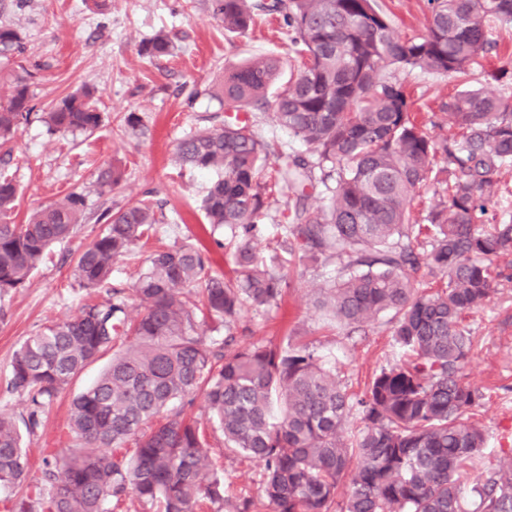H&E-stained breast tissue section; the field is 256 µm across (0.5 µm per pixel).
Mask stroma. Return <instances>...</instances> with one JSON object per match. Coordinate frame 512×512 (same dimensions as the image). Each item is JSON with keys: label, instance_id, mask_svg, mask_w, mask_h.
Segmentation results:
<instances>
[{"label": "stroma", "instance_id": "1", "mask_svg": "<svg viewBox=\"0 0 512 512\" xmlns=\"http://www.w3.org/2000/svg\"><path fill=\"white\" fill-rule=\"evenodd\" d=\"M397 31L423 34L430 16L428 0H379ZM0 24L13 25L22 42L21 53L0 57V89L22 77L30 85L37 115L18 130L10 156L0 166L17 171L21 187L15 222L42 205L61 198L70 188L88 194L89 216L76 233L56 244L28 284L0 294V412L22 420L28 412L25 396L7 387L10 362L19 344L44 326L76 315L87 298L74 276L79 253L101 231L96 216L152 198L159 204L155 233L134 245L112 269L110 284L131 287L147 257L161 246L190 244L206 248L217 272L235 265L220 243L224 229L210 230L199 208L213 176L180 168L172 160L177 142L187 133L219 124L218 96L226 67L274 54L292 55L282 21L258 17L242 34L224 32L212 17L211 0H0ZM165 32L175 50L168 57L142 55L140 45ZM492 51L474 70L472 88L512 95V79H497L500 68L512 66V27L493 28ZM420 99L419 120L433 139L448 133L439 104L455 82L421 70L399 75ZM96 91L102 123L93 134L49 132L40 119L52 103L82 87ZM141 119L139 130L125 123L128 113ZM122 165L125 176L112 194L99 196L94 185L98 168ZM287 193L271 197L263 216V234L254 249L272 270L288 272L278 304L246 309L231 326L206 323L208 343L221 345L227 334L250 341L285 344L287 337L313 344L336 362L338 376L349 390L364 389L394 358L392 316L382 313L355 333L326 327L314 312V288L335 279L338 260L327 258L307 267L289 268L283 247L282 224ZM489 301L469 313L474 338L467 374L484 399L474 420L487 437L486 453L495 461L512 457V279H498ZM105 360L88 366L44 414L33 435L24 436L28 479L40 482L47 450L61 447L60 436L70 416V403L105 367ZM210 459L224 477L232 500L259 499L262 466L225 450L220 432L210 434Z\"/></svg>", "mask_w": 512, "mask_h": 512}]
</instances>
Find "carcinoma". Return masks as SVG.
Segmentation results:
<instances>
[{"mask_svg": "<svg viewBox=\"0 0 512 512\" xmlns=\"http://www.w3.org/2000/svg\"><path fill=\"white\" fill-rule=\"evenodd\" d=\"M422 36L401 38L378 0H213V18L244 33L254 11L281 16L296 74L268 98L280 70L274 56L251 59L224 75V123L190 132L177 144L182 167L216 179L202 200L208 224L238 240L236 276L210 271L191 245L153 252L132 292L141 311L127 312L124 290L88 303L72 318L26 337L10 364V388L27 396L24 424L35 433L46 409L92 362L129 342L94 383L78 394L67 426L69 446L44 457L45 483L27 482V459L12 417L0 413V490L26 485L4 499L6 512H111L127 494L160 512H200L224 504V483L208 463L207 424L224 447L263 465L262 498L270 512H512V459L482 470L486 438L473 421L483 393L466 374L473 348L469 312L504 275L496 264L512 255V221L485 230L477 212L512 167V99L461 89L441 101L450 135L430 138L415 102L391 71L420 69L470 82L480 53L493 47L488 27L512 24V0H430ZM19 32L0 25V56L20 51ZM158 33L142 48L173 54ZM29 85L19 80L0 99V140L30 118ZM260 103L278 126L307 148L268 172L271 145L239 114ZM54 132H93L102 116L87 88L61 98L42 116ZM321 172L326 206L308 208L307 186ZM124 170H98L99 195L118 186ZM439 201L424 219L412 209L421 191ZM293 197L285 216L288 264L329 254L343 260L335 280L318 289L324 320L355 329L393 314V362L360 395L336 378L330 360L311 344L206 342L208 318L228 327L243 308L271 306L285 275L267 269L251 247L267 198ZM19 198L16 173L0 170V292L24 287L54 244L86 220L87 197L73 188L11 221ZM102 232L78 255L82 288L107 281L114 264L159 222L140 201L98 217ZM432 235L421 250V236ZM448 277L414 285L413 274ZM203 395L208 423L176 402ZM359 423L349 425V418ZM479 472L471 485L465 470ZM348 491L337 502L342 484Z\"/></svg>", "mask_w": 512, "mask_h": 512, "instance_id": "cac0c4a2", "label": "carcinoma"}]
</instances>
